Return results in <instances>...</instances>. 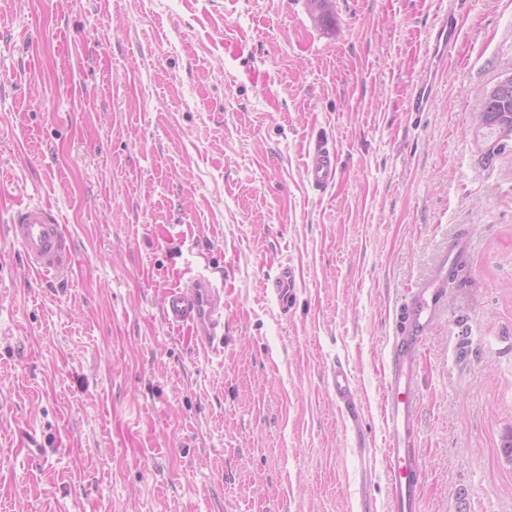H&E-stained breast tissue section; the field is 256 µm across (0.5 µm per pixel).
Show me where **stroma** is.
Segmentation results:
<instances>
[{"label":"stroma","instance_id":"stroma-1","mask_svg":"<svg viewBox=\"0 0 512 512\" xmlns=\"http://www.w3.org/2000/svg\"><path fill=\"white\" fill-rule=\"evenodd\" d=\"M510 74L512 0H331L327 22L308 0H0V512H390L393 314L460 236L419 353L420 507L512 512V154L486 159L474 118ZM321 143L341 174L317 191ZM32 199L73 243L64 281L8 236ZM205 270L209 356L163 315ZM435 30L433 42L434 55L444 56L449 54L452 48H454L459 35L456 23L447 17L435 27ZM304 173L308 183L317 190L332 185L340 173L336 149L327 145L317 147L308 155ZM297 287V273L293 265L288 264L280 269L276 279L271 283L269 290L276 301L283 308L288 307V303L295 293ZM326 384L336 406L355 427L361 418V403L356 398V387L348 368L338 362L331 367Z\"/></svg>","mask_w":512,"mask_h":512}]
</instances>
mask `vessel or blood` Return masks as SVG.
Masks as SVG:
<instances>
[{"label":"vessel or blood","mask_w":512,"mask_h":512,"mask_svg":"<svg viewBox=\"0 0 512 512\" xmlns=\"http://www.w3.org/2000/svg\"><path fill=\"white\" fill-rule=\"evenodd\" d=\"M458 35L456 23L443 19L436 27L434 55L449 54ZM304 173L315 189L332 185L340 173L335 148L317 147L309 154ZM8 234L20 247L29 271L39 276L67 279L71 246L57 211L41 203L22 204L10 216ZM445 277V271H438L416 288L410 304L399 315L397 333L388 345L383 406L387 439L383 456L391 512H420L419 488L424 471L417 448L419 350L439 316L440 290ZM296 286V269L288 264L281 268L270 291L284 307L293 297ZM220 292L217 278L205 273L196 275L188 288L169 290L164 298L168 321L188 325L196 345L205 353L219 352L224 345V305ZM326 384L342 415L351 423H358L361 404L348 368L340 363L331 367Z\"/></svg>","instance_id":"vessel-or-blood-1"}]
</instances>
